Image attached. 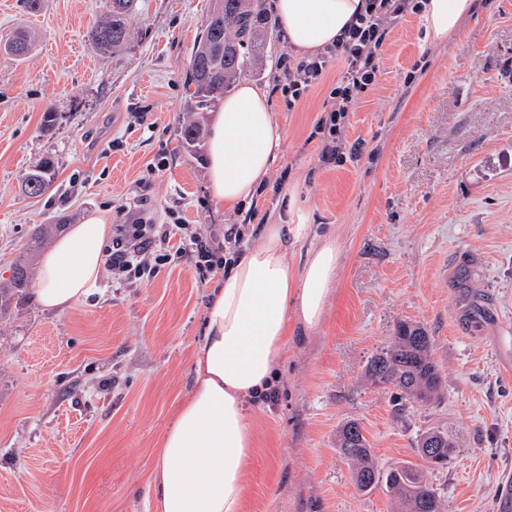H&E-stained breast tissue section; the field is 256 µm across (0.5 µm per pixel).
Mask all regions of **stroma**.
<instances>
[{
	"instance_id": "stroma-1",
	"label": "stroma",
	"mask_w": 512,
	"mask_h": 512,
	"mask_svg": "<svg viewBox=\"0 0 512 512\" xmlns=\"http://www.w3.org/2000/svg\"><path fill=\"white\" fill-rule=\"evenodd\" d=\"M440 43L407 15L381 74L349 113L332 166L312 137L338 77L329 70L295 108L282 93L283 32L268 43L256 86L267 88L286 139L271 188L232 212L207 191L206 157L188 151L185 74L210 0H142L126 49L98 54L86 34L108 0H0V40L31 33L26 59L0 53V282L37 225L111 224L147 211L224 247L242 224L288 229L301 266L325 236L340 261L326 318L294 329L276 403L249 424L258 448L246 512H393L385 490L358 492L337 449L359 423L382 468L419 463L426 429L452 430L446 467L425 469L446 512H497L512 495V0H486ZM55 114L43 129L45 111ZM52 190L24 197L42 157ZM223 271L190 258L155 278L118 284L60 314L35 297L0 315V512H147L156 443L191 389L194 347ZM424 325L445 376L440 399L397 407L366 377L397 325Z\"/></svg>"
}]
</instances>
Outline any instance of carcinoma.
<instances>
[{
    "instance_id": "carcinoma-1",
    "label": "carcinoma",
    "mask_w": 512,
    "mask_h": 512,
    "mask_svg": "<svg viewBox=\"0 0 512 512\" xmlns=\"http://www.w3.org/2000/svg\"><path fill=\"white\" fill-rule=\"evenodd\" d=\"M140 0H112L109 12L88 33L91 45L102 54L123 50L130 38V20ZM276 28L265 0H212L210 10L193 44L185 81L192 89V110H204L235 89L240 78L262 65L266 46ZM32 49L25 34L4 44L3 51L21 58ZM185 144L194 148L204 139L205 130L198 120L182 130ZM55 165L43 159L26 175L23 193L36 198L54 184ZM44 228L32 235L25 251L15 261L8 283L0 284V315L12 304L22 303L30 288L29 259L41 245ZM372 383L395 392L401 400L422 405L432 403L443 385L440 365L433 358V338L417 323L402 322L391 346L372 358L367 369ZM431 441L438 453H425L423 443ZM339 451L353 467V478L360 492L385 487L396 504V512H442L436 489L415 464L406 463L389 470L381 469L360 426L348 421L338 432ZM456 442L446 428H431L416 440L420 458L429 466L445 467Z\"/></svg>"
}]
</instances>
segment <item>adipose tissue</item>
<instances>
[{
	"label": "adipose tissue",
	"mask_w": 512,
	"mask_h": 512,
	"mask_svg": "<svg viewBox=\"0 0 512 512\" xmlns=\"http://www.w3.org/2000/svg\"><path fill=\"white\" fill-rule=\"evenodd\" d=\"M268 6L295 52L308 58L335 43L364 0H268ZM474 9L475 0H427L428 36L447 39ZM285 137L266 90L242 82L211 124L207 180L214 204H249L267 185ZM111 237L107 216L92 211L55 239L40 257L34 285L44 310L62 313L101 292ZM339 258L329 236L293 267L283 225L269 224L261 245L232 265L205 308L195 385L154 451L153 512H246L256 450L249 409L278 382L291 329L322 324Z\"/></svg>",
	"instance_id": "1"
}]
</instances>
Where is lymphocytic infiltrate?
<instances>
[{"label": "lymphocytic infiltrate", "mask_w": 512, "mask_h": 512, "mask_svg": "<svg viewBox=\"0 0 512 512\" xmlns=\"http://www.w3.org/2000/svg\"><path fill=\"white\" fill-rule=\"evenodd\" d=\"M420 0H365L342 30L335 44L310 58L283 64V90L289 105L301 97L331 67H338L339 79L329 93L316 128L323 133L320 158L323 162L341 163L339 143L349 112L359 96L373 85L380 73L381 54L394 27L410 13L422 12ZM180 224H158L152 216L141 215L135 223L124 224L113 239L108 266L112 272L141 278L155 277L161 266L173 257H190L197 269L211 272L229 268V261L218 257L200 237H186Z\"/></svg>", "instance_id": "f902f5d3"}]
</instances>
